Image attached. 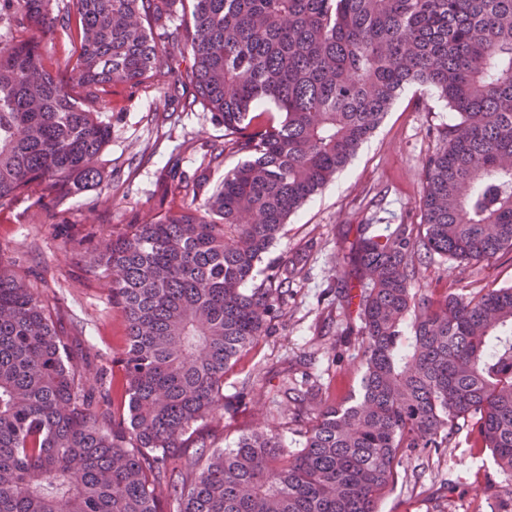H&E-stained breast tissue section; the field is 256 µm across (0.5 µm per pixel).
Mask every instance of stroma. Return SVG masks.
Segmentation results:
<instances>
[{"mask_svg": "<svg viewBox=\"0 0 512 512\" xmlns=\"http://www.w3.org/2000/svg\"><path fill=\"white\" fill-rule=\"evenodd\" d=\"M194 95L189 85L174 94L167 85L147 84L91 101V109L112 124L98 159L102 184L67 196L58 208L39 205L30 195L0 210V253L53 306L83 353L79 365L86 377L124 349L127 324L109 299L107 280L83 278L77 256L93 250L111 228L161 209L162 176L211 188L241 159L225 147L224 128L210 113L189 108ZM162 112L172 120L159 129L153 117ZM457 119L434 91L406 88L348 165L289 217L257 275L265 277L272 263L293 262L300 272L270 331L225 373V399L244 398L247 410L207 425L212 447L234 446L248 428L268 427L280 433L285 448L299 449V424L283 386L314 388L333 403L359 393V308L337 301L336 272L348 263L359 225L421 224L426 162L443 146L441 130ZM64 222L78 233L77 241L66 242ZM491 282L512 286V253L490 265L435 254L422 259L416 285L469 293ZM504 492L490 451L472 447L463 432L450 447L404 459L380 512H490L489 502Z\"/></svg>", "mask_w": 512, "mask_h": 512, "instance_id": "stroma-1", "label": "stroma"}]
</instances>
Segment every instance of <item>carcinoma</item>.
I'll return each mask as SVG.
<instances>
[{
    "label": "carcinoma",
    "instance_id": "cac0c4a2",
    "mask_svg": "<svg viewBox=\"0 0 512 512\" xmlns=\"http://www.w3.org/2000/svg\"><path fill=\"white\" fill-rule=\"evenodd\" d=\"M52 2L0 0V23L58 26L77 47L65 83L38 43L0 48V209L103 181L111 124L75 88L189 83L244 160L204 198L105 235L79 266L108 279L127 321L118 397L107 370L84 379L53 308L0 256V512H378L401 460L464 426L512 483V286L412 288L423 254L512 252V0ZM409 85L459 121L426 163L422 234L360 225L336 280L348 304L360 287L359 396L285 389L314 414L296 452L261 428L211 448L198 428L244 406L224 402V371L267 334L296 270L246 284Z\"/></svg>",
    "mask_w": 512,
    "mask_h": 512
}]
</instances>
